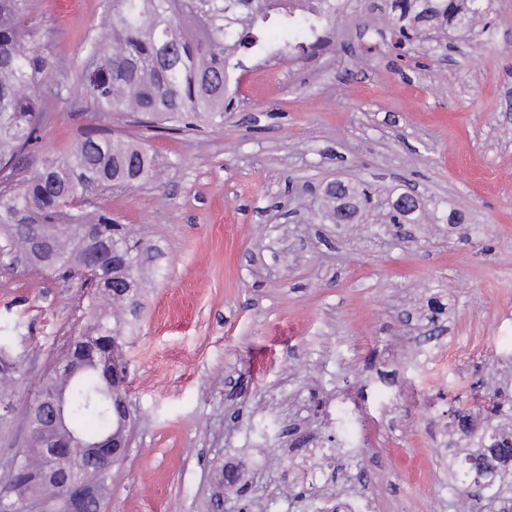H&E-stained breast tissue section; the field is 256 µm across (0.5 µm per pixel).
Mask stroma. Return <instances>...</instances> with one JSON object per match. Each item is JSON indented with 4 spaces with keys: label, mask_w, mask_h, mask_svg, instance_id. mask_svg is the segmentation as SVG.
<instances>
[{
    "label": "stroma",
    "mask_w": 512,
    "mask_h": 512,
    "mask_svg": "<svg viewBox=\"0 0 512 512\" xmlns=\"http://www.w3.org/2000/svg\"><path fill=\"white\" fill-rule=\"evenodd\" d=\"M493 39L428 26L391 47L390 0L334 23L318 54L264 39L242 59L250 93L224 122L149 128L47 95L37 156L89 127L141 144L156 180L99 197L143 239L142 289L124 309L130 445L111 512H314L368 497L374 512H455L452 410L483 400L512 431V0ZM76 74L106 0H30ZM379 187L354 223L321 219L326 183ZM415 188L420 209L389 223ZM79 281L0 269V336L31 379L86 327ZM367 431L365 469L337 462L303 488L289 468L335 440L340 401Z\"/></svg>",
    "instance_id": "1"
}]
</instances>
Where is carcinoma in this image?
I'll use <instances>...</instances> for the list:
<instances>
[{"label": "carcinoma", "instance_id": "1", "mask_svg": "<svg viewBox=\"0 0 512 512\" xmlns=\"http://www.w3.org/2000/svg\"><path fill=\"white\" fill-rule=\"evenodd\" d=\"M103 31L84 43V56L73 77L61 72L47 51L52 31L30 22L29 0H0V235L16 250L27 247L35 224L55 227L54 260L48 265L34 256L30 264L61 276L78 271L83 249V225L101 224L126 255L129 273L139 284L138 240L112 213L90 202L113 186H133L154 176L152 157L133 141L109 129L84 132L60 158L45 156L33 173L16 178L18 166L32 157L47 121L42 100L62 86L76 91L97 112H119L153 119L213 125L224 120L232 96L228 75L238 55L256 46L273 15L275 0H108ZM431 6L411 11L407 0H392L399 19L421 23L439 16L459 34L487 16L490 0H430ZM349 196L352 210L369 198L364 186L326 185L322 217L336 212V200ZM128 296L92 290L88 340L70 341L62 357H70L69 372L47 373L38 383L30 406L64 399L65 424L49 435L34 433L25 445L0 458L12 500L64 504V484L84 473L93 493L86 512H102L109 504L112 474L95 470L91 456H60L46 466L47 448L77 431L87 437L112 433L116 426L112 399L102 404L90 395L107 385L106 374L120 354L118 319L112 310ZM27 383L19 358L0 340V408L16 407L17 394ZM484 441L469 450L452 469L457 506L472 500L465 480L477 475L481 497L501 502L500 512L512 510L504 480L512 474V434L485 423Z\"/></svg>", "mask_w": 512, "mask_h": 512}]
</instances>
